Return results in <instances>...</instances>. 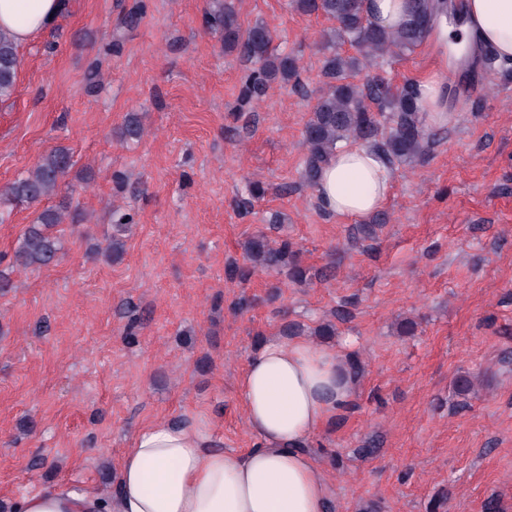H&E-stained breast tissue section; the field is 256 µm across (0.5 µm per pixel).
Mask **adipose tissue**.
I'll return each instance as SVG.
<instances>
[{
	"mask_svg": "<svg viewBox=\"0 0 512 512\" xmlns=\"http://www.w3.org/2000/svg\"><path fill=\"white\" fill-rule=\"evenodd\" d=\"M62 0H0V30L25 45L51 25ZM432 72L417 83L427 120L444 126L450 115L448 47L488 50L512 64V0H464L459 23L439 16ZM393 181L389 164L373 148L335 150L319 173L321 208L341 218L377 212ZM248 426L258 438L246 452L216 449L209 422L191 414L138 430L117 464L112 512H328L330 489L308 454L313 438L344 411L354 395L352 378L335 352L304 336L261 342L236 384ZM94 497L62 489L25 496L21 512H100Z\"/></svg>",
	"mask_w": 512,
	"mask_h": 512,
	"instance_id": "adipose-tissue-1",
	"label": "adipose tissue"
}]
</instances>
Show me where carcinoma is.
Returning a JSON list of instances; mask_svg holds the SVG:
<instances>
[{"label":"carcinoma","instance_id":"1","mask_svg":"<svg viewBox=\"0 0 512 512\" xmlns=\"http://www.w3.org/2000/svg\"><path fill=\"white\" fill-rule=\"evenodd\" d=\"M214 2L216 8L206 12V24L223 30L224 49L237 52L240 59L253 66L246 80L244 97L261 94L271 82L286 85L297 78L295 59L284 52H271L273 37L266 25L256 23L243 32L233 6L226 0ZM293 4L304 14L320 13L336 22L324 37L325 48L331 50L323 64L326 89L317 97L302 132L307 150L306 182L316 185L323 164L343 142L374 145L391 162L411 161L420 156L425 148V132L419 124L413 84L408 82L394 89L381 80H374L360 89L346 79L366 62L413 52L428 39L434 20L445 4L439 0H410L405 19L393 31L382 29L370 20L364 0H293ZM346 42L356 46L359 55L332 51L336 44ZM19 66L18 47L8 35L0 32V101L14 93ZM141 134L140 121L135 114L129 115L118 131V136L124 140L137 139ZM72 167L69 150L55 147L9 186L7 196L16 204H39L59 191ZM67 217L73 224L85 220L80 211L43 209L15 250L14 264L41 268L55 262L59 245L52 230ZM247 255L254 263L283 274L291 281L303 278L296 251L287 241L271 247L262 238L254 239L247 247Z\"/></svg>","mask_w":512,"mask_h":512}]
</instances>
